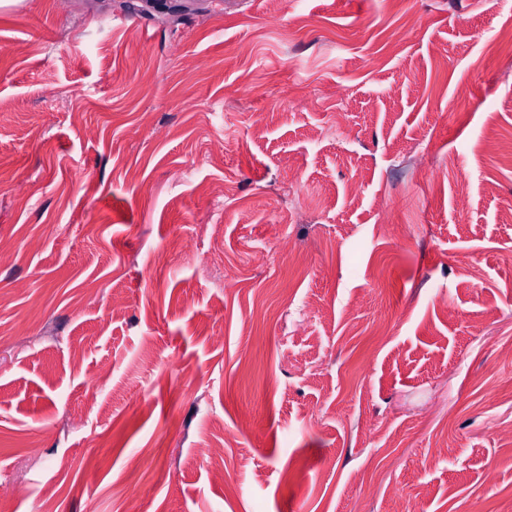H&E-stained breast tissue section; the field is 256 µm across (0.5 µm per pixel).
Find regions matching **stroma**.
Returning a JSON list of instances; mask_svg holds the SVG:
<instances>
[{
  "mask_svg": "<svg viewBox=\"0 0 512 512\" xmlns=\"http://www.w3.org/2000/svg\"><path fill=\"white\" fill-rule=\"evenodd\" d=\"M130 2L0 7V505L512 512V0Z\"/></svg>",
  "mask_w": 512,
  "mask_h": 512,
  "instance_id": "stroma-1",
  "label": "stroma"
}]
</instances>
